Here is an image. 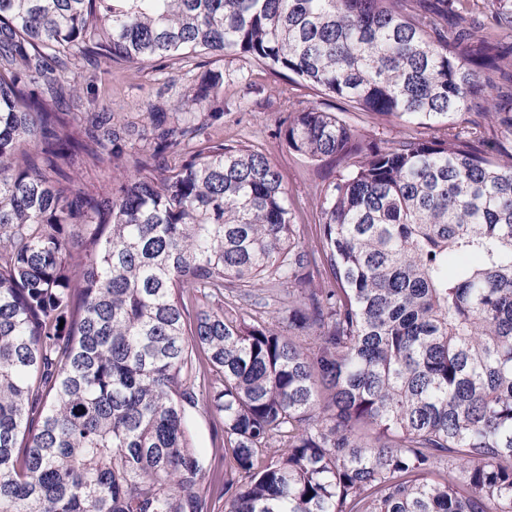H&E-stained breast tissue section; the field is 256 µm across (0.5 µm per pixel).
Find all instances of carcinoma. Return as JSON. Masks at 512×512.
I'll return each mask as SVG.
<instances>
[{"label": "carcinoma", "mask_w": 512, "mask_h": 512, "mask_svg": "<svg viewBox=\"0 0 512 512\" xmlns=\"http://www.w3.org/2000/svg\"><path fill=\"white\" fill-rule=\"evenodd\" d=\"M467 2L0 0V512H204L200 396L225 512H512V4ZM197 50L434 129L293 111L340 166L329 286L272 160L209 135L222 73L140 128L65 76ZM341 116L353 127L360 130L368 138L381 142H390L406 135L428 136L433 132L425 127L398 122L379 123L370 119L362 112H342ZM187 422L195 446L205 457L203 494L207 512H225L223 418L208 411L200 399L196 407H187Z\"/></svg>", "instance_id": "1"}]
</instances>
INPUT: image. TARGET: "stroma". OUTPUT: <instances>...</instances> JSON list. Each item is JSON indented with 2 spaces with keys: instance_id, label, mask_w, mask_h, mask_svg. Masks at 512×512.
<instances>
[{
  "instance_id": "35a3bbf8",
  "label": "stroma",
  "mask_w": 512,
  "mask_h": 512,
  "mask_svg": "<svg viewBox=\"0 0 512 512\" xmlns=\"http://www.w3.org/2000/svg\"><path fill=\"white\" fill-rule=\"evenodd\" d=\"M213 71L224 74L215 92L223 117L213 127L214 136L229 143H243L267 153L287 184L295 223L300 224L307 245H315L322 222L316 196L336 176L328 162L314 163L289 150L279 139L280 127L293 110L311 104L328 112H343L342 104L321 98L307 86L283 79L242 57L199 55L173 59L153 68L138 70L126 65L113 67L106 80H95L94 68L84 62L70 66L69 75L81 83H94L100 98L109 106L117 123L142 122L148 105L171 108L174 101L193 94ZM345 120L367 137L390 142L406 135L424 136L428 130L398 122L379 123L360 112H343ZM194 444L204 457L203 494L207 512H224L223 419L204 405L187 410Z\"/></svg>"
}]
</instances>
